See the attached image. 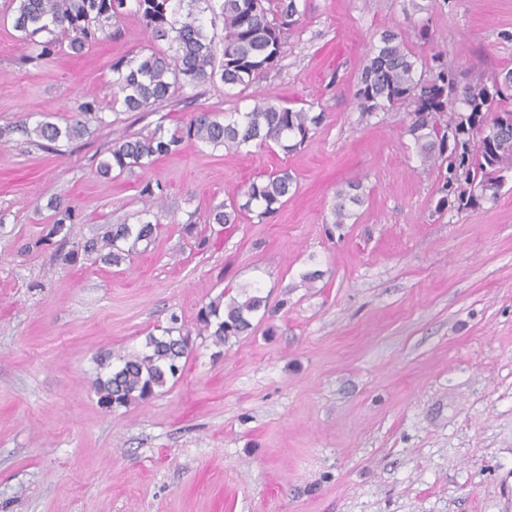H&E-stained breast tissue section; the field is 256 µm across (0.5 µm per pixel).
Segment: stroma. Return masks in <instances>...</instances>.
<instances>
[{"label":"stroma","instance_id":"1","mask_svg":"<svg viewBox=\"0 0 512 512\" xmlns=\"http://www.w3.org/2000/svg\"><path fill=\"white\" fill-rule=\"evenodd\" d=\"M306 6L258 82L216 79L141 116L110 104L113 59L154 47L134 10L112 39L32 61L0 0V512H512V179L437 210L408 107L364 119L352 99L371 44L406 28L403 0ZM426 16L461 77L512 68V0H437ZM259 94L326 119L290 154L187 140L149 169L97 173L123 135ZM93 97L104 120L83 136H36ZM280 168L295 184L276 213L208 223ZM353 179L364 203L334 225ZM53 199L80 216L64 238L47 235ZM148 210L162 231L130 260L66 261ZM244 291L265 300L248 332L195 335L202 306ZM173 314L194 333L181 378L103 409L101 355L143 350Z\"/></svg>","mask_w":512,"mask_h":512}]
</instances>
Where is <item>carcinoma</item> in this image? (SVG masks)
Here are the masks:
<instances>
[{"instance_id": "carcinoma-1", "label": "carcinoma", "mask_w": 512, "mask_h": 512, "mask_svg": "<svg viewBox=\"0 0 512 512\" xmlns=\"http://www.w3.org/2000/svg\"><path fill=\"white\" fill-rule=\"evenodd\" d=\"M128 0H8L14 29L28 46H39L36 58H44L64 42L76 53L108 36L112 22L124 15ZM409 27L419 39L432 44V54L423 57L411 50L406 29L386 30L369 47L365 65L354 92L356 108L365 116L387 112L397 105L411 107L406 134L412 138L423 165L444 173L438 192V209L450 203L467 210L497 197L512 176V69H503L491 81L478 78L462 84L454 71L441 62L443 50L433 43L428 21L415 15L428 10L418 0H408ZM151 39L167 49H153L137 56L112 60V106L125 112H148L176 92L195 88L220 77L229 87L248 86L286 53L285 34L303 25L300 0H135ZM210 23L220 19L223 35L208 34ZM47 36L44 41L36 40ZM96 100L82 107L83 119L59 126L40 122L35 132L49 142L70 140L87 132L86 122L99 119ZM325 113L313 114L303 107L274 103L266 95L254 99L243 112L222 118L203 111L191 116L183 127L168 134L162 126L147 135L118 139L99 159L105 176L136 167L146 168L178 150L184 138L196 139L226 151L243 146H276L289 153L307 144L312 128ZM467 188L453 189L458 181ZM294 179L288 169H278L247 188L234 193L229 203L214 209L211 224H234L241 212L257 205L259 219L276 212L288 201ZM360 182L352 180L336 191L334 223L351 219L350 206L363 204ZM55 219L47 237L56 236L74 223V207L54 205ZM159 224L150 220L132 226L114 224L102 236L84 241L78 249L106 265H119L150 241ZM219 296L197 317V335L206 334L216 346L251 329L249 316L259 311L263 299L250 295L242 301L223 304ZM180 318L170 316L164 335H149L146 350L128 354L112 366V355L100 358L103 369L95 382L98 402L106 409L128 407L152 399L166 384L177 379L191 351V334L176 327Z\"/></svg>"}]
</instances>
